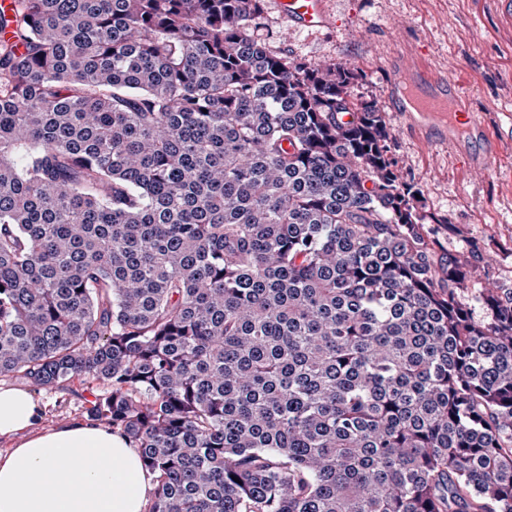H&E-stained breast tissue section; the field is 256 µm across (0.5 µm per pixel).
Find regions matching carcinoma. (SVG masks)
I'll return each instance as SVG.
<instances>
[{
	"instance_id": "obj_1",
	"label": "carcinoma",
	"mask_w": 512,
	"mask_h": 512,
	"mask_svg": "<svg viewBox=\"0 0 512 512\" xmlns=\"http://www.w3.org/2000/svg\"><path fill=\"white\" fill-rule=\"evenodd\" d=\"M261 12H0V378L101 385L148 512H512V287L475 319L362 69Z\"/></svg>"
}]
</instances>
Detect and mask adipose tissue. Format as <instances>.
Wrapping results in <instances>:
<instances>
[{"label": "adipose tissue", "instance_id": "adipose-tissue-1", "mask_svg": "<svg viewBox=\"0 0 512 512\" xmlns=\"http://www.w3.org/2000/svg\"><path fill=\"white\" fill-rule=\"evenodd\" d=\"M39 406L0 388V512H144L154 490L128 440L75 421L37 431Z\"/></svg>", "mask_w": 512, "mask_h": 512}]
</instances>
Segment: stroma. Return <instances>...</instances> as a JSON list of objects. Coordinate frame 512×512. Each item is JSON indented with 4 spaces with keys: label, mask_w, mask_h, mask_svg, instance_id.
<instances>
[{
    "label": "stroma",
    "mask_w": 512,
    "mask_h": 512,
    "mask_svg": "<svg viewBox=\"0 0 512 512\" xmlns=\"http://www.w3.org/2000/svg\"><path fill=\"white\" fill-rule=\"evenodd\" d=\"M330 9V27L301 32L268 6L254 32L274 52L315 63L348 61L363 70L357 91L385 110L402 177L451 223L439 233L441 245L473 249L481 257L461 295L475 318L483 319V289L512 281V169L499 161L475 173L457 154L427 147L390 109L388 53L396 36L404 35L433 63L467 82L472 112L505 126L512 122V33L499 31L493 0H330ZM33 395L42 410L37 428L46 431L80 420L88 384L76 380Z\"/></svg>",
    "instance_id": "obj_1"
}]
</instances>
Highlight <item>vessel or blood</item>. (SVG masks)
<instances>
[{"mask_svg":"<svg viewBox=\"0 0 512 512\" xmlns=\"http://www.w3.org/2000/svg\"><path fill=\"white\" fill-rule=\"evenodd\" d=\"M274 6L297 30L322 28L331 19L329 0H274ZM394 58L392 109L416 121L430 147H453L478 171L505 157L512 143L468 112L466 92L459 81L435 68L422 49L407 46Z\"/></svg>","mask_w":512,"mask_h":512,"instance_id":"obj_1","label":"vessel or blood"}]
</instances>
